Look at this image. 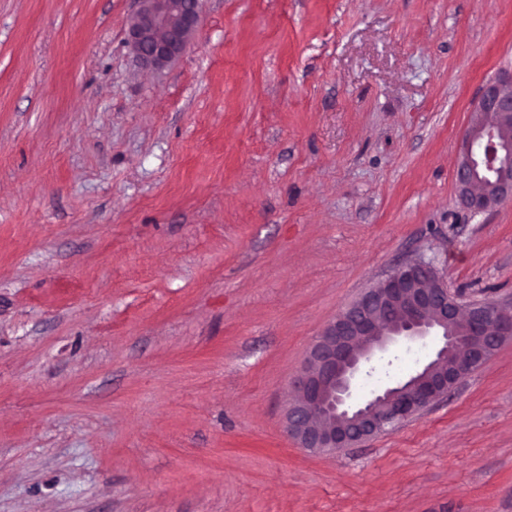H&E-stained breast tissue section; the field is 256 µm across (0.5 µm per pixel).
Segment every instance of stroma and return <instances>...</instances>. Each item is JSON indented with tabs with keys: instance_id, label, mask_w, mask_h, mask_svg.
<instances>
[{
	"instance_id": "obj_1",
	"label": "stroma",
	"mask_w": 512,
	"mask_h": 512,
	"mask_svg": "<svg viewBox=\"0 0 512 512\" xmlns=\"http://www.w3.org/2000/svg\"><path fill=\"white\" fill-rule=\"evenodd\" d=\"M137 7L0 0V512H512L510 340L354 447L285 428L313 340L395 265L512 296V201L455 188L512 0H204L161 70Z\"/></svg>"
}]
</instances>
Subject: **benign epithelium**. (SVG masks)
<instances>
[{"label": "benign epithelium", "instance_id": "obj_1", "mask_svg": "<svg viewBox=\"0 0 512 512\" xmlns=\"http://www.w3.org/2000/svg\"><path fill=\"white\" fill-rule=\"evenodd\" d=\"M203 0H138L128 44L144 65L179 60L198 34ZM460 204L482 214L512 199V72L489 79L461 138ZM431 338L428 361L365 399L356 384L372 358L406 338ZM512 338V299L465 301L431 261L409 260L365 289L310 346L286 413L288 434L309 451L349 448L387 432L481 367Z\"/></svg>", "mask_w": 512, "mask_h": 512}]
</instances>
